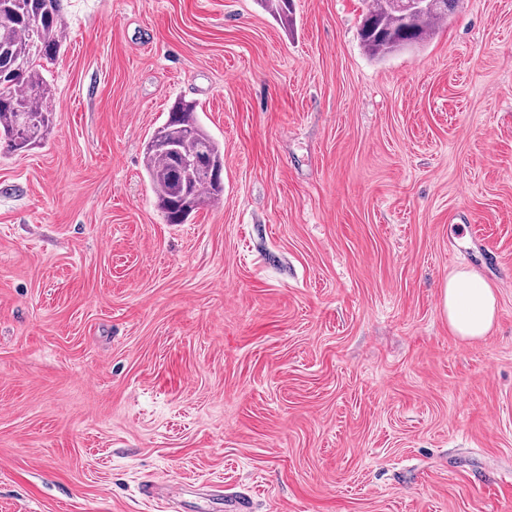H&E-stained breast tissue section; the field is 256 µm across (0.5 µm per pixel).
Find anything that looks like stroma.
<instances>
[{
    "mask_svg": "<svg viewBox=\"0 0 512 512\" xmlns=\"http://www.w3.org/2000/svg\"><path fill=\"white\" fill-rule=\"evenodd\" d=\"M363 9L61 0L51 128L0 151V512H512V0L383 59ZM181 99L224 196L169 224ZM195 106L180 102L168 114L162 126L164 141L156 144L152 136L146 143L143 153V166L152 185L158 207L162 211L166 223L184 224L208 202L224 196V153L211 138L205 127L195 115ZM174 153L182 151L183 157H196L200 154L219 165L220 182L218 185L199 172L189 171L180 159L173 156L165 147ZM208 160H185L187 167L192 166L207 170L212 179L217 181L215 171ZM222 185V186H221ZM442 304L450 330L463 340L483 338L494 324L495 294L474 271L457 269L448 275Z\"/></svg>",
    "mask_w": 512,
    "mask_h": 512,
    "instance_id": "stroma-1",
    "label": "stroma"
}]
</instances>
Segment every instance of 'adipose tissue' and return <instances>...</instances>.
Returning a JSON list of instances; mask_svg holds the SVG:
<instances>
[{"instance_id": "ef3b65f1", "label": "adipose tissue", "mask_w": 512, "mask_h": 512, "mask_svg": "<svg viewBox=\"0 0 512 512\" xmlns=\"http://www.w3.org/2000/svg\"><path fill=\"white\" fill-rule=\"evenodd\" d=\"M443 310L450 330L464 340L486 336L495 320L496 297L488 283L476 272H451L443 291Z\"/></svg>"}]
</instances>
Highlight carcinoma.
I'll list each match as a JSON object with an SVG mask.
<instances>
[{"instance_id":"carcinoma-1","label":"carcinoma","mask_w":512,"mask_h":512,"mask_svg":"<svg viewBox=\"0 0 512 512\" xmlns=\"http://www.w3.org/2000/svg\"><path fill=\"white\" fill-rule=\"evenodd\" d=\"M458 0H443L439 13L395 12L388 0H366L359 27L362 46L373 57L424 45L436 24L448 19ZM63 20L59 0H0V144L8 151H24L41 142L53 112L47 106L50 88L43 63L60 52ZM29 123H23V118ZM164 141L146 143L143 166L166 223L184 224L208 202L224 196V187L206 175L188 170L183 158L200 154L224 171V153L195 115V106L180 102L162 124ZM178 144L183 157L165 147Z\"/></svg>"}]
</instances>
